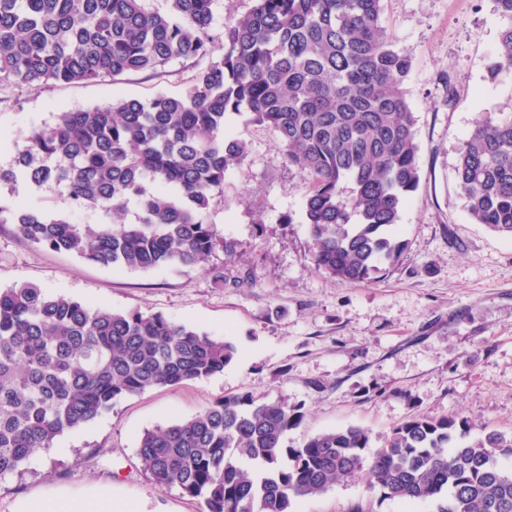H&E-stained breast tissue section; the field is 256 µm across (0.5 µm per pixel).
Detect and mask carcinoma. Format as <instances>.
I'll use <instances>...</instances> for the list:
<instances>
[{
    "label": "carcinoma",
    "instance_id": "carcinoma-1",
    "mask_svg": "<svg viewBox=\"0 0 512 512\" xmlns=\"http://www.w3.org/2000/svg\"><path fill=\"white\" fill-rule=\"evenodd\" d=\"M490 78L512 70V0ZM213 0H0V90L194 72L179 95L120 98L61 112L27 138L0 186L23 178L62 187L98 224L18 208L5 212L30 243L103 267L147 271L206 263L207 220L248 144L225 128L247 113L310 182L302 219L315 266L344 284L396 267L407 249L401 213L420 182L416 119L404 90L412 63L382 25L383 0H254L224 22L214 56ZM457 185L470 219L512 238V115L478 122L462 141ZM237 356L159 312L90 308L33 284L0 289V477L24 469L126 396L224 371ZM305 417L283 398L249 393L147 429L137 454L156 484L203 512H293L294 503L366 472L385 499L435 512H512V439L469 437L453 415L413 416L371 447L358 426L299 446Z\"/></svg>",
    "mask_w": 512,
    "mask_h": 512
}]
</instances>
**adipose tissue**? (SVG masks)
Returning <instances> with one entry per match:
<instances>
[{"label":"adipose tissue","instance_id":"adipose-tissue-1","mask_svg":"<svg viewBox=\"0 0 512 512\" xmlns=\"http://www.w3.org/2000/svg\"><path fill=\"white\" fill-rule=\"evenodd\" d=\"M15 512H142V507L102 487L80 494L53 492L30 495L16 503Z\"/></svg>","mask_w":512,"mask_h":512}]
</instances>
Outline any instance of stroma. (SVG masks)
<instances>
[{
  "label": "stroma",
  "mask_w": 512,
  "mask_h": 512,
  "mask_svg": "<svg viewBox=\"0 0 512 512\" xmlns=\"http://www.w3.org/2000/svg\"><path fill=\"white\" fill-rule=\"evenodd\" d=\"M383 7L395 48L412 61L404 88L420 143V183L402 213L408 248L397 268L358 284L319 271L302 222L310 185L270 133L243 116L228 129L249 143L250 155L227 172L224 196L208 211L242 258L219 246L203 270L112 269L39 248L13 224H0V288L30 283L91 307L160 312L239 351L222 373L125 397L64 433L23 474L0 479V512L32 494L93 486L111 487L146 512H202L198 500L151 479L138 437L234 394L302 404L304 422L288 435L292 446L359 426L378 447L395 424L422 414L466 418L474 438L495 430L512 439V238L471 222L455 177L460 144L474 124L512 113V71L494 79L488 73L503 22L492 0H384ZM192 73L189 63L174 61L160 79L144 73L1 91L0 168H10L27 137L60 112L177 94ZM18 204L60 208L75 224L99 220L64 206L57 187L22 179L0 189L1 206ZM215 268L247 277L248 286H217ZM358 506L433 512L429 504L383 498L364 474L297 501L294 512Z\"/></svg>",
  "instance_id": "35a3bbf8"
}]
</instances>
